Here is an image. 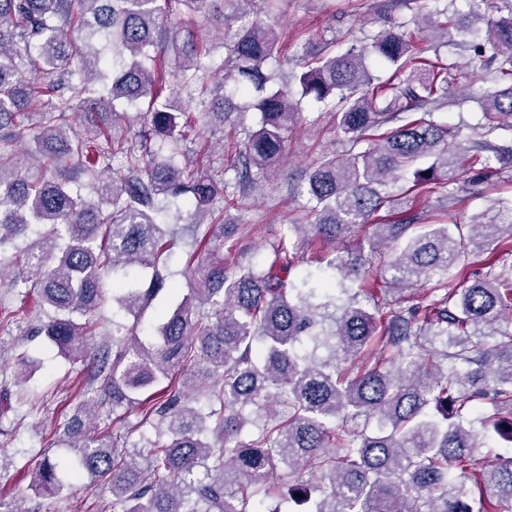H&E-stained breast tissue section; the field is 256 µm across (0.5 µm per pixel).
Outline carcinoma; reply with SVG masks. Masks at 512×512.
<instances>
[{
	"mask_svg": "<svg viewBox=\"0 0 512 512\" xmlns=\"http://www.w3.org/2000/svg\"><path fill=\"white\" fill-rule=\"evenodd\" d=\"M174 1L221 32L241 22L224 56L171 21ZM216 2L0 0V128L40 116L33 153L55 168L75 159L89 177L87 196L64 178L32 182L15 164L17 136H0V281L3 256L22 253L29 275L9 288L39 303L35 316L1 307L0 326L24 324L20 339L42 336L82 363L85 383L62 426L68 467L111 493L121 512H259L281 499L285 481L308 512H512V454L489 461L481 441L492 429L512 442V266L495 270L496 251L512 252V200L471 224H417L388 190L411 174L412 204L416 192L456 184L465 153L479 163L482 152L501 151L489 140L498 126L465 147L426 119L457 85L448 65L427 56L424 37L402 25L361 48L326 42L289 81L282 34L248 19L256 0H235L244 8L233 19ZM471 5L466 24L440 11L426 27L445 38L451 26L478 34L486 23L473 48L488 56L491 86L470 99L512 118V3L496 19L481 13L491 0ZM371 55L393 68L388 79L372 75ZM60 74L77 79L87 109L133 113L140 129L102 133L90 147L69 137L78 105L60 92ZM170 77L213 126L260 112L238 143L244 193L279 161L303 99L335 114L349 149L306 174L315 220L290 225L293 235L273 243L259 268L200 258L223 249L213 202L238 200L189 163L191 117ZM117 154L126 173L102 177ZM172 207L195 230L186 259L194 275L144 342L143 320L167 292L160 265L171 256ZM384 208L393 219L371 223ZM357 224L373 228L370 254L348 249L324 262L355 277L359 291L300 270L304 242H342ZM484 254V278L448 287L452 268ZM109 278L127 320L112 321V343L95 344ZM433 280L429 293L443 294L420 299L417 287ZM384 291L393 295L384 311L360 300ZM36 369L25 352L12 368L0 365V402ZM132 411L146 428L133 442L113 432ZM35 475L50 495L65 487L48 449Z\"/></svg>",
	"mask_w": 512,
	"mask_h": 512,
	"instance_id": "1",
	"label": "carcinoma"
}]
</instances>
